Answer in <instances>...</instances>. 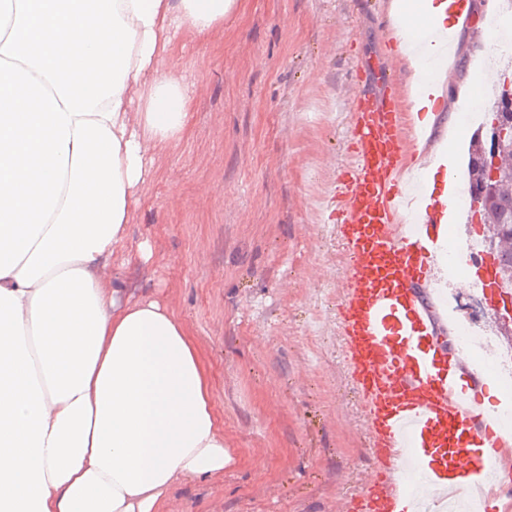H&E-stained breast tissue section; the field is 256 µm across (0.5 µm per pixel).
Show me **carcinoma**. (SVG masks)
I'll use <instances>...</instances> for the list:
<instances>
[{
	"mask_svg": "<svg viewBox=\"0 0 512 512\" xmlns=\"http://www.w3.org/2000/svg\"><path fill=\"white\" fill-rule=\"evenodd\" d=\"M491 133L490 124L477 130L469 149L467 175L471 193L486 182L482 158L491 143ZM498 168L500 177L488 191L477 213L488 249L497 254L502 275L512 282V147L500 150Z\"/></svg>",
	"mask_w": 512,
	"mask_h": 512,
	"instance_id": "1",
	"label": "carcinoma"
}]
</instances>
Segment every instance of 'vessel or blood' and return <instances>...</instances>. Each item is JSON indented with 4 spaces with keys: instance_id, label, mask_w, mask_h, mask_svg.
Returning <instances> with one entry per match:
<instances>
[{
    "instance_id": "1",
    "label": "vessel or blood",
    "mask_w": 512,
    "mask_h": 512,
    "mask_svg": "<svg viewBox=\"0 0 512 512\" xmlns=\"http://www.w3.org/2000/svg\"><path fill=\"white\" fill-rule=\"evenodd\" d=\"M400 96L391 80L379 94L356 89L355 152L336 204L348 257L340 336L375 461L349 512H417L407 484L413 469L440 496L512 478V432L482 410L480 378L447 344L426 297L454 203L426 204L414 191L406 162L411 125ZM464 257L458 293L476 294L495 317L512 304L497 259L482 250Z\"/></svg>"
}]
</instances>
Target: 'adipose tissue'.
Here are the masks:
<instances>
[{
	"label": "adipose tissue",
	"instance_id": "adipose-tissue-1",
	"mask_svg": "<svg viewBox=\"0 0 512 512\" xmlns=\"http://www.w3.org/2000/svg\"><path fill=\"white\" fill-rule=\"evenodd\" d=\"M235 0H0V512H166L230 457L183 322L123 299L155 155L192 95L163 67ZM456 0H398L394 27L454 31Z\"/></svg>",
	"mask_w": 512,
	"mask_h": 512
}]
</instances>
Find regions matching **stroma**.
Returning <instances> with one entry per match:
<instances>
[{"label": "stroma", "instance_id": "obj_1", "mask_svg": "<svg viewBox=\"0 0 512 512\" xmlns=\"http://www.w3.org/2000/svg\"><path fill=\"white\" fill-rule=\"evenodd\" d=\"M468 3L423 135L460 155L476 73H512L482 48L495 0ZM389 18V0H236L222 31L180 33L165 63L194 91L188 128L158 154L112 274L188 327L233 457L220 478L176 482L168 512H336L373 467L339 336L347 269L330 207L351 89L392 53Z\"/></svg>", "mask_w": 512, "mask_h": 512}]
</instances>
